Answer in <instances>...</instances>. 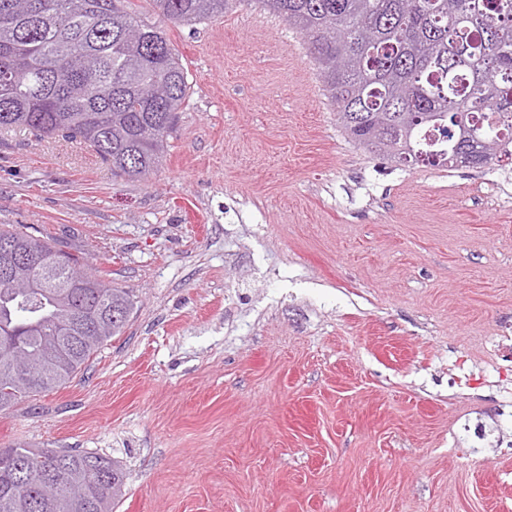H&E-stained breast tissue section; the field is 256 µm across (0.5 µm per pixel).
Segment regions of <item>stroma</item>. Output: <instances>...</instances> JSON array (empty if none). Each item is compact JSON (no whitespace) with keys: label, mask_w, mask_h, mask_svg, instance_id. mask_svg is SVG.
Returning a JSON list of instances; mask_svg holds the SVG:
<instances>
[{"label":"stroma","mask_w":512,"mask_h":512,"mask_svg":"<svg viewBox=\"0 0 512 512\" xmlns=\"http://www.w3.org/2000/svg\"><path fill=\"white\" fill-rule=\"evenodd\" d=\"M165 29L191 98L144 180L0 131V228L134 299L71 383L0 412V447L117 461L114 512H512V156L369 153L252 0Z\"/></svg>","instance_id":"stroma-1"}]
</instances>
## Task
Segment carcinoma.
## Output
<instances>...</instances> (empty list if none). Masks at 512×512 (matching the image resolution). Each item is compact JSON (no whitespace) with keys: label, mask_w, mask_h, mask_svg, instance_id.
<instances>
[{"label":"carcinoma","mask_w":512,"mask_h":512,"mask_svg":"<svg viewBox=\"0 0 512 512\" xmlns=\"http://www.w3.org/2000/svg\"><path fill=\"white\" fill-rule=\"evenodd\" d=\"M0 0V130L65 136L130 181L164 157L191 86L157 16L229 0ZM305 38L348 137L400 165L481 169L512 143V0H255ZM481 140L448 154L460 126ZM0 412L76 378L129 321L131 292L35 226L0 228ZM123 468L94 451L0 448V512H113Z\"/></svg>","instance_id":"carcinoma-1"}]
</instances>
